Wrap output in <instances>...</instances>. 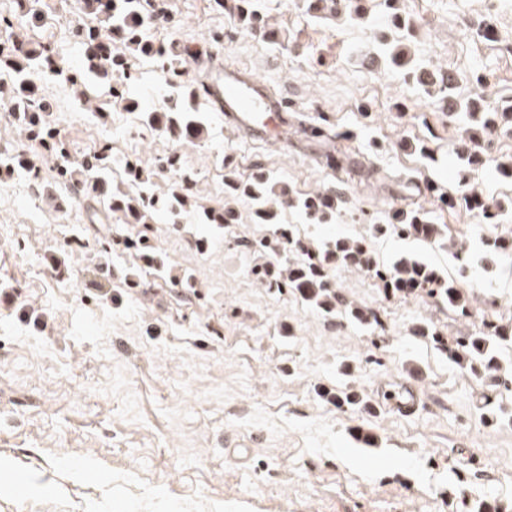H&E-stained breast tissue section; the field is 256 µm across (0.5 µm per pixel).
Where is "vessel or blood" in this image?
<instances>
[{
	"instance_id": "1",
	"label": "vessel or blood",
	"mask_w": 512,
	"mask_h": 512,
	"mask_svg": "<svg viewBox=\"0 0 512 512\" xmlns=\"http://www.w3.org/2000/svg\"><path fill=\"white\" fill-rule=\"evenodd\" d=\"M203 90L207 99L220 103L222 121L248 131L255 140L267 141L280 108L266 83L227 66L213 72Z\"/></svg>"
}]
</instances>
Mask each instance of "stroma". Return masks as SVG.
Returning <instances> with one entry per match:
<instances>
[{"mask_svg": "<svg viewBox=\"0 0 512 512\" xmlns=\"http://www.w3.org/2000/svg\"><path fill=\"white\" fill-rule=\"evenodd\" d=\"M414 24L406 49L416 62L455 72L459 98L512 104V0H399ZM269 28L247 26L210 0H172L152 37L190 55L183 80L199 87L209 64L242 66L287 104L281 141L248 144L211 117L199 142L182 147L166 134L133 127L121 105L102 118L82 110L71 90L51 122L76 154L108 145L115 159H156L180 150L196 180L199 204L224 200V175L274 172L284 223L322 247L362 240L380 264L416 257L455 279L474 311L512 324V258L485 261L487 242L512 238V217L498 224L433 207L425 186H477L489 203L512 200V180L495 170L512 159V138L486 137L491 164L469 166L444 102L425 95L378 61L387 29L383 0L312 20L293 0H261ZM487 23L489 36L477 33ZM30 38L52 42L80 68L60 6ZM487 78L476 89L474 75ZM322 123L325 137L308 128ZM373 167L380 178L364 179ZM339 193L336 215L319 223L290 201ZM53 197L31 198L24 173L0 185V512H512V395L466 375L412 336L433 322L444 336L471 333L423 295L391 296L373 277L346 267L332 279L346 301L373 310L364 328L343 313L324 316L299 295L273 293L251 274L248 241L268 235L253 205L233 206L239 221L216 234L196 213L171 223L156 215L152 244L163 278L142 275L133 251L77 250L80 211L61 212ZM429 208L442 236L434 243L374 236L372 218ZM208 239L200 250L198 239ZM352 363L351 377L339 375ZM351 384L378 408L344 412L320 389ZM412 393L409 415L391 393ZM497 424H486L489 413ZM372 445H363L361 434ZM30 481L16 498L17 478Z\"/></svg>", "mask_w": 512, "mask_h": 512, "instance_id": "35a3bbf8", "label": "stroma"}]
</instances>
